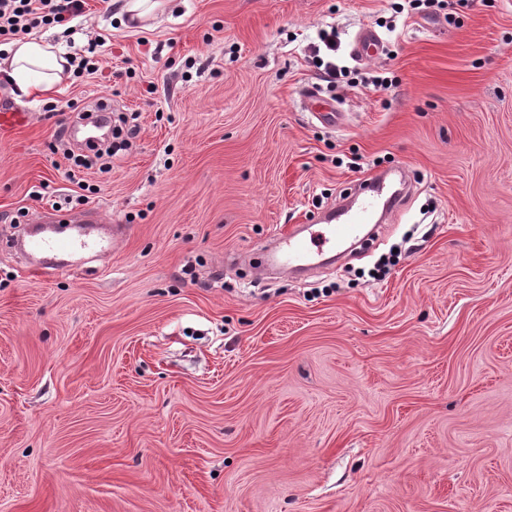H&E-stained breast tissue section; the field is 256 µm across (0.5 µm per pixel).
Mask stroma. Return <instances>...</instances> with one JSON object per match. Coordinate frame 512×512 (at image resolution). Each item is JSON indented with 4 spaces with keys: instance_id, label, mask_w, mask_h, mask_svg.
Returning a JSON list of instances; mask_svg holds the SVG:
<instances>
[{
    "instance_id": "1",
    "label": "stroma",
    "mask_w": 512,
    "mask_h": 512,
    "mask_svg": "<svg viewBox=\"0 0 512 512\" xmlns=\"http://www.w3.org/2000/svg\"><path fill=\"white\" fill-rule=\"evenodd\" d=\"M401 2L137 24L85 0L83 33L49 34L106 37L97 73L0 80L28 114L0 134V236L50 209L127 227L47 277L0 248V512H512V0ZM99 98L136 125L107 173L62 136ZM395 167L414 188L371 249L305 280L255 264ZM352 53L360 59H370L379 54V38L368 29L363 30L356 37Z\"/></svg>"
}]
</instances>
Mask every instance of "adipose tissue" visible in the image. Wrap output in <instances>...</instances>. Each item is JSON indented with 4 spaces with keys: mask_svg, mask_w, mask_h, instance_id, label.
<instances>
[{
    "mask_svg": "<svg viewBox=\"0 0 512 512\" xmlns=\"http://www.w3.org/2000/svg\"><path fill=\"white\" fill-rule=\"evenodd\" d=\"M66 60L48 35L31 36L0 47V79L15 84L21 96L49 91Z\"/></svg>",
    "mask_w": 512,
    "mask_h": 512,
    "instance_id": "adipose-tissue-1",
    "label": "adipose tissue"
}]
</instances>
